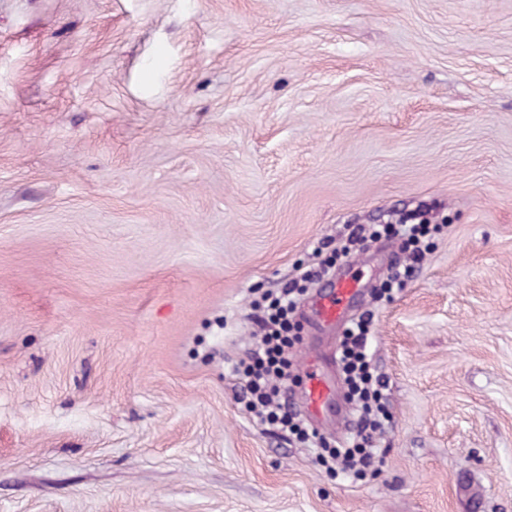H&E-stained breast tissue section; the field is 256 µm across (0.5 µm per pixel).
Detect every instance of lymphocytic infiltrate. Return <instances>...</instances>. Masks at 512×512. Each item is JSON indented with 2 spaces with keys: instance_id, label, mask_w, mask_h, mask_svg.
<instances>
[{
  "instance_id": "1",
  "label": "lymphocytic infiltrate",
  "mask_w": 512,
  "mask_h": 512,
  "mask_svg": "<svg viewBox=\"0 0 512 512\" xmlns=\"http://www.w3.org/2000/svg\"><path fill=\"white\" fill-rule=\"evenodd\" d=\"M383 230L390 237L399 232L407 237L406 250L410 261L393 269L386 283L387 290H399L405 288L415 272L416 264L424 257V237L428 227L424 224H405L398 228L387 224ZM302 293V288L295 284L281 288L275 297L268 299L262 315L257 318L261 334L254 348L240 363L248 379L250 393L246 408L260 421L319 448V462L336 463L349 471H364L382 460L374 440L388 420L383 404L385 384L381 376L376 374L369 358L373 321L368 316L358 318L351 321L344 331L338 360L345 376L347 398L353 404L358 420L355 430L341 447H329L317 430L302 427L291 413L284 411L278 399L281 386L289 377L288 349L293 344L289 336L292 329L289 316L295 311Z\"/></svg>"
}]
</instances>
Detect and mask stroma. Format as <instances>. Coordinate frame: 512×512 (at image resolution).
<instances>
[{
	"instance_id": "obj_1",
	"label": "stroma",
	"mask_w": 512,
	"mask_h": 512,
	"mask_svg": "<svg viewBox=\"0 0 512 512\" xmlns=\"http://www.w3.org/2000/svg\"><path fill=\"white\" fill-rule=\"evenodd\" d=\"M357 478L261 423L253 304L347 225ZM0 512H512V0H0ZM429 225L430 224H401V229H396L394 224L382 225L381 228L386 233L388 239L400 232L407 236V247L405 251L409 253L412 261V264H400L396 269H393L389 276V281L386 283V288H384V293L389 294L393 290L399 291L405 288L407 282L415 272V266L413 264L420 263L424 257V250L426 248V245H424V237L428 233Z\"/></svg>"
}]
</instances>
